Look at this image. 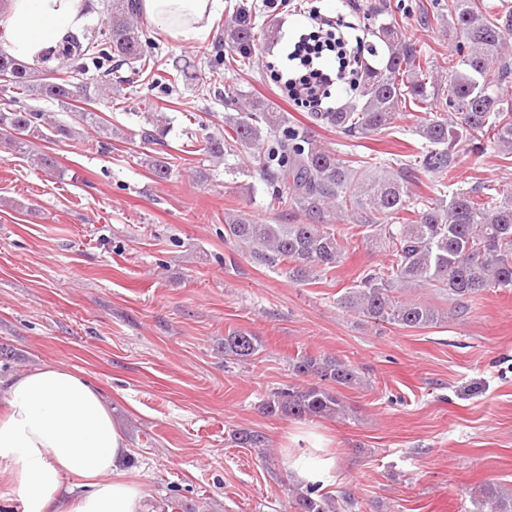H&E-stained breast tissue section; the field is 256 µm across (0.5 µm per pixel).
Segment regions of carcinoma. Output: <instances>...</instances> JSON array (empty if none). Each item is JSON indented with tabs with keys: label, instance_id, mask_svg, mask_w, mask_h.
<instances>
[{
	"label": "carcinoma",
	"instance_id": "1",
	"mask_svg": "<svg viewBox=\"0 0 512 512\" xmlns=\"http://www.w3.org/2000/svg\"><path fill=\"white\" fill-rule=\"evenodd\" d=\"M512 34V9L498 12L484 0H448V37L456 42L459 61L446 69L448 108L452 119L435 116L421 121L415 134L429 147L413 157L397 158L379 175L366 174L367 161L342 156L314 140L308 129L288 122L285 113L264 98L248 102L247 111L224 120V136L204 138L203 151L220 162L238 146L263 145L257 155L263 180L276 199H288L296 224H262L240 215L224 216V241L246 251L268 267H285L297 281L317 280L345 257V228L333 223L334 211L368 217L373 228L367 238L391 247V265L385 270L364 271L345 289L336 304L346 312L400 328L423 329L437 325L443 313L427 303L403 301L397 288H437L448 299L461 302L488 288H512V199L497 200L478 182L449 198L430 199L421 206L409 204L408 184L420 174H431L437 185L448 179L460 163L455 151L466 141L479 155L492 141L500 150L501 167L512 168V102L496 89L512 80V58L502 52ZM258 30L252 10L244 3L233 8L224 23V45L231 51L224 66L247 65L258 47ZM373 35L387 47L377 67L357 69L359 94L336 112H312L310 119L355 138L382 135L406 108L407 102L426 103L442 89L433 77L438 63L406 42L396 26L383 22ZM145 33L140 23L138 0H112L107 32L96 36L72 35L62 47L57 76L29 67L0 53V90L9 94L0 108V131L9 142L23 148L43 139L49 126L56 135L75 138L74 127L49 122L45 112L26 103L36 95L60 103L78 97L80 87L71 78L93 69L100 77L97 95L87 104L112 101V91L136 83L144 76L166 89L177 80L192 79L189 67L145 53ZM154 176L167 180L172 169L165 158L147 156ZM412 217L405 218L402 213ZM261 349L259 339L245 331L224 336V358L248 360ZM292 371L317 381L288 385L270 393L262 404L269 416L294 419L343 418L346 409L335 387L361 381L358 371L330 355L301 356ZM237 443L251 448L266 446V437L254 430L234 434ZM479 505L487 512H512V493L495 484L480 489ZM297 512H337L343 505L314 489L296 493Z\"/></svg>",
	"mask_w": 512,
	"mask_h": 512
}]
</instances>
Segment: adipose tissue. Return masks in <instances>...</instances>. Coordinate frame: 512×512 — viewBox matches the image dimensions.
Here are the masks:
<instances>
[{
	"mask_svg": "<svg viewBox=\"0 0 512 512\" xmlns=\"http://www.w3.org/2000/svg\"><path fill=\"white\" fill-rule=\"evenodd\" d=\"M223 0H140L144 18L172 38L209 32ZM92 23L86 0H7L0 51L51 69L68 35ZM131 450L107 397L79 371L42 364L0 379V512H145V494L120 470ZM304 488L333 480L334 456L290 438L283 450Z\"/></svg>",
	"mask_w": 512,
	"mask_h": 512,
	"instance_id": "1",
	"label": "adipose tissue"
}]
</instances>
